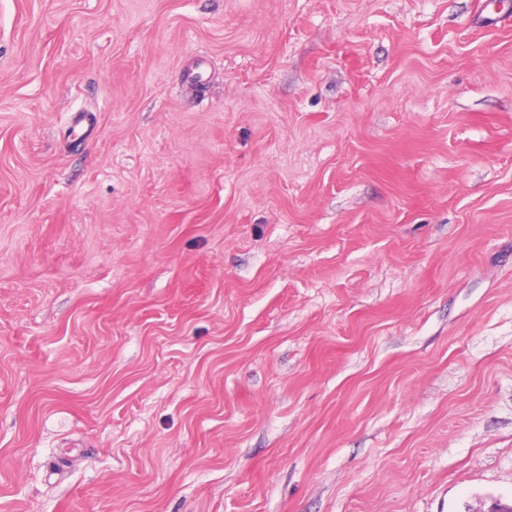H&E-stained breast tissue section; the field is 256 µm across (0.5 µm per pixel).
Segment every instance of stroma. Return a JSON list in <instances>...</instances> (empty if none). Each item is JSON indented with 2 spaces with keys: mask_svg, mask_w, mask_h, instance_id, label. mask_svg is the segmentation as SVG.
<instances>
[{
  "mask_svg": "<svg viewBox=\"0 0 512 512\" xmlns=\"http://www.w3.org/2000/svg\"><path fill=\"white\" fill-rule=\"evenodd\" d=\"M512 501V0H0V512Z\"/></svg>",
  "mask_w": 512,
  "mask_h": 512,
  "instance_id": "stroma-1",
  "label": "stroma"
}]
</instances>
